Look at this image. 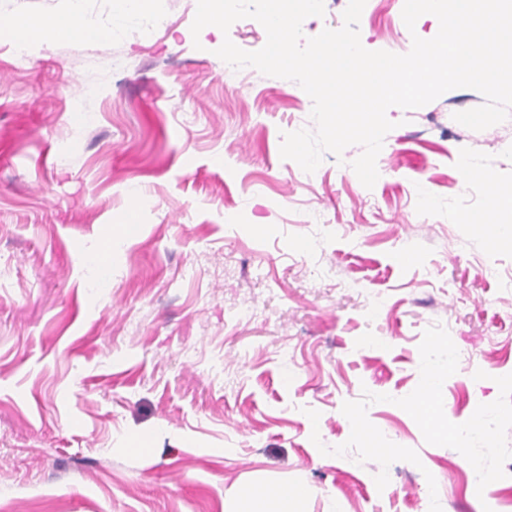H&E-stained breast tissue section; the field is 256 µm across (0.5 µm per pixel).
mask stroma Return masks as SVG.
<instances>
[{"instance_id": "1", "label": "stroma", "mask_w": 512, "mask_h": 512, "mask_svg": "<svg viewBox=\"0 0 512 512\" xmlns=\"http://www.w3.org/2000/svg\"><path fill=\"white\" fill-rule=\"evenodd\" d=\"M167 25L107 38L114 0H0V21L65 17L82 34L16 62L0 31V506L10 512H225L242 487H308L307 512H512V472L478 490L468 460L396 406L420 380L425 330L459 351L444 412L466 422L512 374V117L454 113L470 88L395 127L373 188L325 154L280 157L312 128L291 80L224 79L196 0H151ZM404 0H366L369 50L407 53ZM118 72H111V64ZM98 84V97L84 95ZM489 171L494 181L481 179ZM484 379H475L476 371ZM419 464L357 463L341 408ZM320 414L311 423L307 410ZM436 488H429L428 478Z\"/></svg>"}]
</instances>
